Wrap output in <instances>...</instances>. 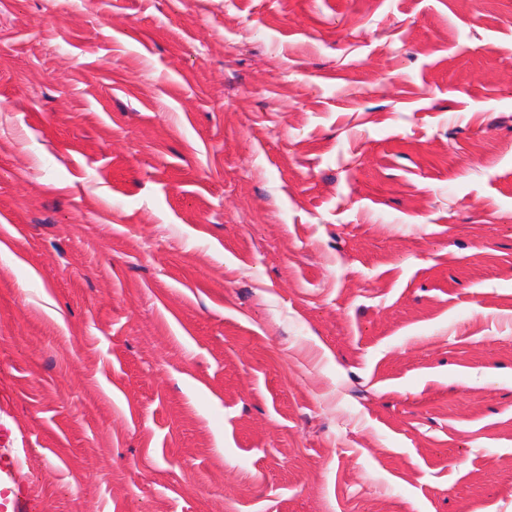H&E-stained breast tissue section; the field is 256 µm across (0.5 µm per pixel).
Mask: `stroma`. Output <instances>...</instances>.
Returning a JSON list of instances; mask_svg holds the SVG:
<instances>
[{
  "label": "stroma",
  "instance_id": "35a3bbf8",
  "mask_svg": "<svg viewBox=\"0 0 512 512\" xmlns=\"http://www.w3.org/2000/svg\"><path fill=\"white\" fill-rule=\"evenodd\" d=\"M0 448L42 512H512V0H0Z\"/></svg>",
  "mask_w": 512,
  "mask_h": 512
}]
</instances>
